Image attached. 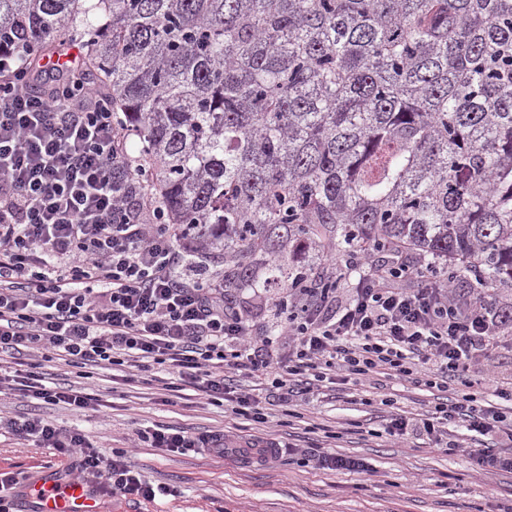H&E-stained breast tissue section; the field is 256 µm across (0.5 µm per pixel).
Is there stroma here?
<instances>
[{"label": "stroma", "instance_id": "1", "mask_svg": "<svg viewBox=\"0 0 512 512\" xmlns=\"http://www.w3.org/2000/svg\"><path fill=\"white\" fill-rule=\"evenodd\" d=\"M54 383L95 389L99 411L76 412L0 394V417H41L78 430L103 454L123 450L132 468L171 495L147 501L115 495L102 500V512H512V472L486 470L472 456L484 437L462 426L448 429L453 453L439 450L427 436L394 439L387 427L394 415L424 414L443 402L445 392L387 375L362 385L325 391L289 413L269 405L267 421L229 420L225 407L200 392L185 391L161 402L150 384H125L113 369L77 370L46 362ZM235 422L247 440L269 434L280 446L320 448L363 459L368 472L321 471L298 457L268 463L255 455L218 457L203 451L165 454L139 446L140 430L178 426L203 433ZM71 458L17 439L0 429V472L53 479L68 473Z\"/></svg>", "mask_w": 512, "mask_h": 512}]
</instances>
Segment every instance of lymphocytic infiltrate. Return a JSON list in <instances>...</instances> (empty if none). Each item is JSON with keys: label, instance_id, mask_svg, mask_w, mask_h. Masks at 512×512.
<instances>
[{"label": "lymphocytic infiltrate", "instance_id": "1", "mask_svg": "<svg viewBox=\"0 0 512 512\" xmlns=\"http://www.w3.org/2000/svg\"><path fill=\"white\" fill-rule=\"evenodd\" d=\"M127 143L81 74L62 65L50 77L29 50L0 47V391L74 411L98 404L97 394L49 384L40 362L20 358L49 348L77 369L165 367L178 377L167 391L192 387L261 424L257 391L288 407L328 377L387 374L453 393L432 417L395 415L390 436L434 437L461 422L496 443L478 449L477 465L512 471V419L467 390L470 367L498 345L497 308L462 301L428 265L398 254L377 264L354 251L327 256L322 278L305 276L273 299L277 330L257 335L223 279L184 277V254ZM347 280L351 296L338 301ZM245 378L255 392L243 389ZM6 426L75 456L102 494L151 501L167 492L141 479L124 452L105 456L76 431L40 418ZM140 439L179 454L241 447L223 428L162 426Z\"/></svg>", "mask_w": 512, "mask_h": 512}]
</instances>
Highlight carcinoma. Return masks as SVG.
I'll use <instances>...</instances> for the list:
<instances>
[{
  "label": "carcinoma",
  "mask_w": 512,
  "mask_h": 512,
  "mask_svg": "<svg viewBox=\"0 0 512 512\" xmlns=\"http://www.w3.org/2000/svg\"><path fill=\"white\" fill-rule=\"evenodd\" d=\"M84 2L0 0V40L77 36L189 267L286 291L312 246L397 250L512 289V0Z\"/></svg>",
  "instance_id": "carcinoma-1"
}]
</instances>
